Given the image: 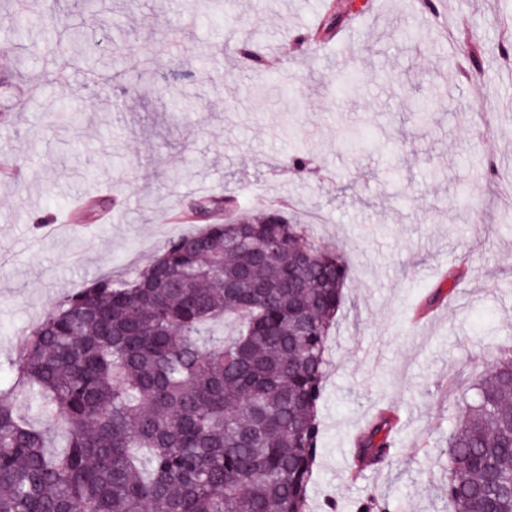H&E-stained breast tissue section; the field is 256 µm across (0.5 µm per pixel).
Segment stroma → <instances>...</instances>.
Segmentation results:
<instances>
[{
  "mask_svg": "<svg viewBox=\"0 0 512 512\" xmlns=\"http://www.w3.org/2000/svg\"><path fill=\"white\" fill-rule=\"evenodd\" d=\"M21 2L31 16L32 72L0 53V361L64 294L101 274L127 276L171 238L199 198L284 202L354 270L330 339L323 436L310 512H356L374 496L389 512H444L441 447L475 379L512 349V216L497 185L512 179V64L498 57L512 0H377L340 36L319 32V0H232L267 68L223 49L224 22L188 0H98L83 17L93 57L127 35L124 87L96 95L80 67L60 86V0ZM420 29L421 45L406 29ZM482 51L473 80L461 69ZM359 93H338L343 73ZM295 83L301 110L286 119ZM432 100L424 124L408 104ZM366 125L365 149L339 130ZM300 130L293 139L292 130ZM307 162L290 168L292 141ZM441 299L413 316L431 290ZM399 419L389 464L353 475L351 440L378 409Z\"/></svg>",
  "mask_w": 512,
  "mask_h": 512,
  "instance_id": "stroma-1",
  "label": "stroma"
}]
</instances>
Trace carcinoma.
Returning <instances> with one entry per match:
<instances>
[{"label":"carcinoma","instance_id":"obj_1","mask_svg":"<svg viewBox=\"0 0 512 512\" xmlns=\"http://www.w3.org/2000/svg\"><path fill=\"white\" fill-rule=\"evenodd\" d=\"M62 78L77 62L123 80L116 57L88 62L71 0ZM28 23L0 16V48L28 67ZM240 211L169 240L126 279L66 296L0 370V512H308L328 375V338L352 279L337 248L277 210ZM232 323L217 335L212 324ZM448 432L453 512H512V352L474 382ZM40 400L50 427L20 413ZM393 417L354 440L357 471L389 461Z\"/></svg>","mask_w":512,"mask_h":512}]
</instances>
